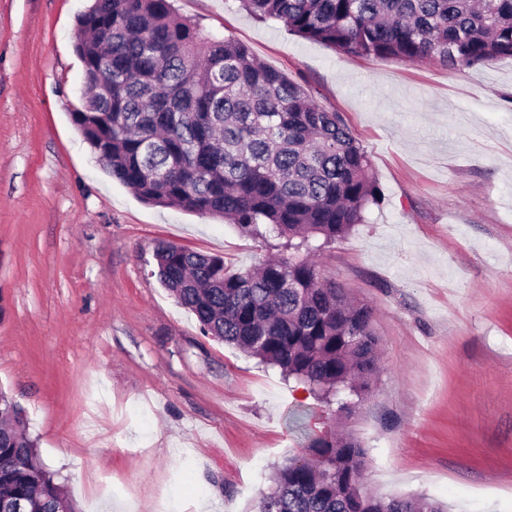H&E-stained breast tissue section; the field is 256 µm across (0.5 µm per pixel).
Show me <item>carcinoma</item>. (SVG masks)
<instances>
[{
	"label": "carcinoma",
	"mask_w": 512,
	"mask_h": 512,
	"mask_svg": "<svg viewBox=\"0 0 512 512\" xmlns=\"http://www.w3.org/2000/svg\"><path fill=\"white\" fill-rule=\"evenodd\" d=\"M261 20L356 57L477 66L512 57V0H239ZM75 45L89 90L72 113L112 178L146 203L222 218L287 254L232 272L220 255L160 242L158 281L200 330L277 367L350 414L371 391L380 340L372 309L322 278L316 257L363 221L377 189L341 113L233 38L209 37L173 0H93ZM352 434L308 437L270 476L257 512H445L425 496L363 484ZM76 512L0 390V512Z\"/></svg>",
	"instance_id": "carcinoma-1"
}]
</instances>
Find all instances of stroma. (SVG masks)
<instances>
[{
	"mask_svg": "<svg viewBox=\"0 0 512 512\" xmlns=\"http://www.w3.org/2000/svg\"><path fill=\"white\" fill-rule=\"evenodd\" d=\"M90 0H0V389L80 512H256L273 466L334 410L204 336L153 274L166 241L243 271L281 254L222 219L143 202L71 120ZM344 117L379 190L326 247L374 311L380 372L346 421L380 497L512 512V57H355L236 0H175Z\"/></svg>",
	"mask_w": 512,
	"mask_h": 512,
	"instance_id": "stroma-1",
	"label": "stroma"
}]
</instances>
